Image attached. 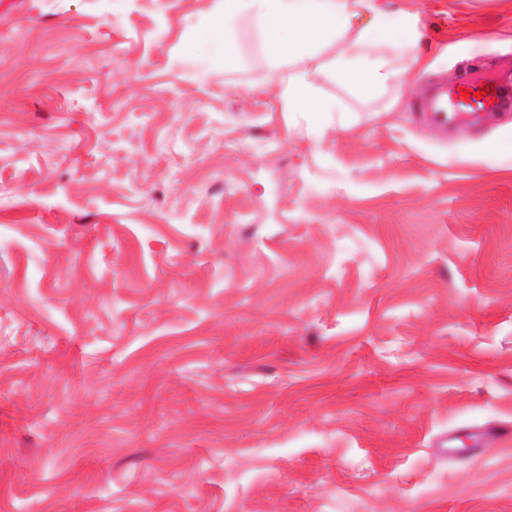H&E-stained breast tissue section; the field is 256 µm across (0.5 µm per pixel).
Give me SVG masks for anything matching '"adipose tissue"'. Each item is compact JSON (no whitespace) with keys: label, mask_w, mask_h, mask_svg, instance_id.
<instances>
[{"label":"adipose tissue","mask_w":512,"mask_h":512,"mask_svg":"<svg viewBox=\"0 0 512 512\" xmlns=\"http://www.w3.org/2000/svg\"><path fill=\"white\" fill-rule=\"evenodd\" d=\"M246 24L278 70L277 98L286 112L314 117L333 111L313 81L322 74L366 100L400 85L423 64L418 11L389 0H215L192 54L225 70L242 61L236 27Z\"/></svg>","instance_id":"adipose-tissue-1"}]
</instances>
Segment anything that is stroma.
I'll use <instances>...</instances> for the list:
<instances>
[{
  "instance_id": "stroma-1",
  "label": "stroma",
  "mask_w": 512,
  "mask_h": 512,
  "mask_svg": "<svg viewBox=\"0 0 512 512\" xmlns=\"http://www.w3.org/2000/svg\"><path fill=\"white\" fill-rule=\"evenodd\" d=\"M418 8L399 96L281 111L213 0H0V512H512V0ZM483 85V88H480ZM489 86V92L485 91ZM460 89L469 91L464 100ZM485 91L486 95L477 100L474 93ZM512 102V86L497 82L492 75H480L472 80L462 82L459 86L448 90V80L437 78L430 81L416 104L417 118L435 128L448 138V126L468 124L479 117L481 112L505 108Z\"/></svg>"
}]
</instances>
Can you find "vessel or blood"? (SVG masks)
Listing matches in <instances>:
<instances>
[{
    "label": "vessel or blood",
    "mask_w": 512,
    "mask_h": 512,
    "mask_svg": "<svg viewBox=\"0 0 512 512\" xmlns=\"http://www.w3.org/2000/svg\"><path fill=\"white\" fill-rule=\"evenodd\" d=\"M512 105V85L484 74L449 87L447 80L430 81L416 105L417 118L447 133L450 126L467 124L481 113Z\"/></svg>",
    "instance_id": "obj_1"
}]
</instances>
